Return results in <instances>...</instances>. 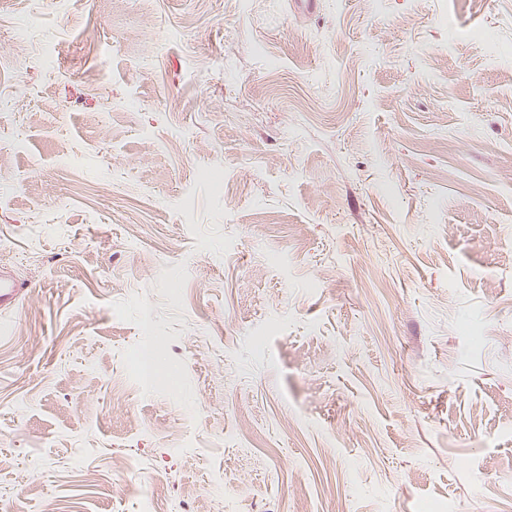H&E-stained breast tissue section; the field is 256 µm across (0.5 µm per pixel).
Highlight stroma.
<instances>
[{
    "mask_svg": "<svg viewBox=\"0 0 512 512\" xmlns=\"http://www.w3.org/2000/svg\"><path fill=\"white\" fill-rule=\"evenodd\" d=\"M303 4L0 0V512H512V0ZM29 288L20 283L7 264L0 266V310H14L19 307Z\"/></svg>",
    "mask_w": 512,
    "mask_h": 512,
    "instance_id": "stroma-1",
    "label": "stroma"
}]
</instances>
